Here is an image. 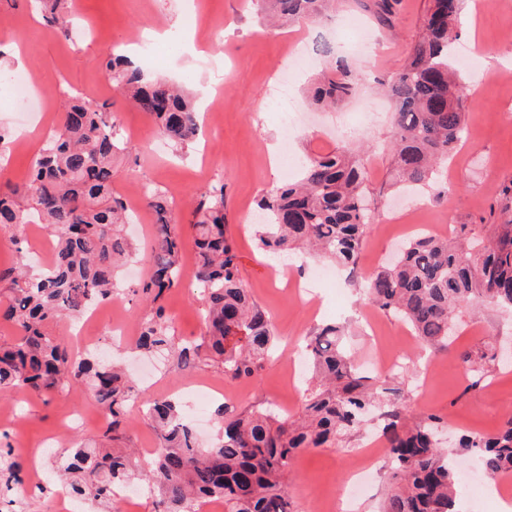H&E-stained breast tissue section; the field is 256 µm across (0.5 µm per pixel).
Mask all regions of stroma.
Masks as SVG:
<instances>
[{"label":"stroma","instance_id":"35a3bbf8","mask_svg":"<svg viewBox=\"0 0 512 512\" xmlns=\"http://www.w3.org/2000/svg\"><path fill=\"white\" fill-rule=\"evenodd\" d=\"M426 0H402V10L391 27L379 26L351 0H337L315 22L301 21L273 28L263 20L255 0H63L62 11L71 20L69 31L54 24L40 0H0V47L19 42L22 67L38 86L36 107L24 113L12 103L10 82H0V184L21 185L44 143L39 125L56 126L71 93H82L91 104H110L114 124L126 150L115 162L114 192L127 195L141 181L166 191L173 198L176 230L182 241L181 266L196 265L195 234L191 227L196 193L223 187L228 230L235 242L240 272L246 287L269 314L277 346L266 357L254 380L230 381L213 367L200 364L184 370L175 359L153 358L135 352L123 360L145 399L175 396L180 385L223 383L226 397L204 404L207 420L199 428L200 445L218 432L215 411L227 402L239 409H270L281 416L297 414L310 387L312 367L303 362L297 376L286 367L300 356L309 336L326 324L343 327V342L363 375L387 382L400 391L407 420L423 412L444 422L445 448L456 447L461 436L487 434L512 413V363L492 365L481 387L468 389L464 372L453 352L423 346L399 317L377 312L376 325L360 317L367 308L364 280L382 266L396 247L413 236L411 221L423 219L441 236L459 224L489 223L491 205L500 200L504 184L512 182V11L496 5L474 12L465 5L459 24V43L471 47L474 62L464 73L470 90L465 124L468 131L434 182L408 194L391 186L393 109L380 82L397 72L417 37ZM156 30L180 35L175 55L153 62L154 75L181 82L205 105L208 95L221 91L216 104L219 121L203 126L196 143L177 150L159 143L154 121L127 103L106 75V63L117 44L137 33ZM348 37L346 47L358 79L354 98L338 112H324L311 100L313 78L326 65L325 58L303 69L287 71L288 54L300 45H315ZM289 74L296 102L304 114L292 134L296 157L327 153L344 147L361 150L368 168L371 208L379 221L369 225L356 274L337 270L335 283L313 278L315 259L297 253L275 261L259 249L250 214L258 212L261 198L287 182L293 171L270 163L269 149L281 146L284 127L269 103L282 74ZM355 118L357 136L336 133L338 114ZM23 239L17 251L15 239ZM54 239L45 225L28 224L12 230L0 227V270L27 262L29 257L53 252ZM137 281L122 276L114 297L101 313L82 318L78 325L58 322L53 332L66 342L77 335L106 340L110 322L137 329L145 306L131 293ZM178 339L200 341L205 333L204 307L193 280L180 279L161 299ZM454 345L473 350L512 346V309L479 301L461 309ZM398 354L402 367L394 372L369 368L381 350ZM375 415L363 427L331 448L297 457L291 465L288 495L295 512H336L356 453L374 438ZM101 409L83 388L61 394L0 392V434L18 445L27 466L44 471L51 454L73 442L104 440Z\"/></svg>","mask_w":512,"mask_h":512}]
</instances>
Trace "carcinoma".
I'll list each match as a JSON object with an SVG mask.
<instances>
[{
	"label": "carcinoma",
	"instance_id": "1",
	"mask_svg": "<svg viewBox=\"0 0 512 512\" xmlns=\"http://www.w3.org/2000/svg\"><path fill=\"white\" fill-rule=\"evenodd\" d=\"M327 0H262V10L283 20L319 16ZM359 7L388 26L401 0H358ZM464 0H428L421 34L403 67L388 81L394 108L393 144L399 178L412 187L429 184L463 139L468 93L449 63ZM331 65L317 78L312 100L334 108L358 85L342 52L324 43ZM117 92L156 123L160 136L184 149L201 133L193 98L165 78H149L146 67L130 68L117 55L106 65ZM124 150L114 123L78 96L69 98L62 122L41 148L26 183L0 194V225L29 224L32 217L54 236L51 263L39 273L28 267L0 272L13 297L0 316L17 332L0 345V391L65 392L85 385L109 419L106 438L130 443L127 409L137 397L135 380L110 360H75L48 327L76 320L112 298L117 269L132 255L119 236L128 210L112 191L114 161ZM302 178L264 196L261 249L279 255L309 247L323 259L355 271L365 229L373 223L367 203L365 165L337 150L307 157ZM145 202L155 217L149 279L140 285L149 305L136 347L175 357L184 368L210 361L233 380L257 376L258 362L276 339L268 313L245 287L233 240L224 221V187L196 196L193 210L197 250L196 282L204 304L205 336L197 344L177 340L159 300L179 282L181 241L167 192L152 188ZM512 182L501 192L504 220L489 224L486 245L476 224H461L445 237L424 234L407 241L395 261L375 271L368 300L402 318L415 336L450 350L457 332L455 313L479 300L512 307ZM343 331L326 325L307 348L314 388L294 420L265 410L217 409L219 438L207 448L183 421L181 405L154 400L146 416L159 439L153 457L140 463L133 448L76 445L53 457L49 478L63 481L85 501L109 502L117 487L142 480L158 492L163 512H195L198 502L224 500V512H294L288 499L291 462L333 445L354 432L371 408L378 411L381 438L389 448L391 481L381 512H458L450 454L436 434L437 418L406 421L396 389L357 373L342 342ZM468 388L480 385L495 356L456 350ZM456 453L473 456L490 476L512 471V415L493 434L465 436ZM21 464L11 447L0 448V505L7 508L23 491Z\"/></svg>",
	"mask_w": 512,
	"mask_h": 512
}]
</instances>
